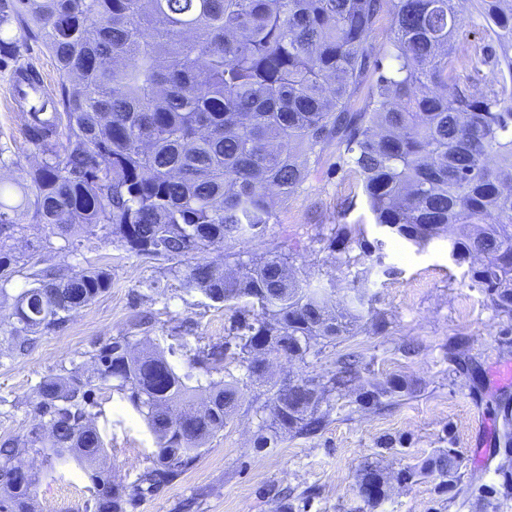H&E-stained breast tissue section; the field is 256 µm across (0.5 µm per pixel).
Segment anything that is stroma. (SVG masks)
<instances>
[{"label":"stroma","mask_w":512,"mask_h":512,"mask_svg":"<svg viewBox=\"0 0 512 512\" xmlns=\"http://www.w3.org/2000/svg\"><path fill=\"white\" fill-rule=\"evenodd\" d=\"M12 63L0 65V156L7 162L0 181L17 187L35 165L22 113L4 105ZM352 228L345 249L322 243L333 226ZM12 245L18 256L35 255L42 266L79 272L107 269L111 287L72 316L57 332L38 335L22 357L8 350V317L15 297L28 283L15 275L0 297V437H23L35 426L27 402L43 377L89 363L99 344L133 335L132 318L153 316L150 337L161 347L178 337L188 342L223 341L231 313L203 295L184 294L180 278L185 262L160 261L126 251L100 234L79 232L71 240L51 235L42 224L30 225ZM260 261L285 254L300 279L326 288L331 305L348 303L354 289H365L362 317L354 333L324 347L305 361H271L265 377L248 379L238 360L226 358L224 369L239 381L243 394L223 431L206 445L201 457L172 485L146 498L137 512H512V499L488 504L452 500L433 475L400 481L401 471L418 467L439 449L454 447L460 473L495 481L496 460L479 463L486 433L482 418L512 405V385L492 387L490 373L512 362V317L497 313L481 289L473 286L467 266L454 264L447 241L419 248L390 236L375 224L348 166L325 152L317 171L286 202L277 204L270 223L258 236L218 244L205 260L225 254ZM159 281L147 292L145 285ZM411 343L413 356L398 345ZM362 350L365 387L403 376L418 384L413 395L392 407L362 409L354 395L336 397L330 422L313 437L289 436L274 448H259L255 439L271 413L269 388L286 379L320 378L334 371L338 356ZM98 400L108 425L104 432L108 467L116 481L133 482L153 460L156 443L142 415L108 388ZM378 466L385 498L362 506L357 482L362 465ZM92 482L79 468L64 477L44 478L37 490L39 512H85Z\"/></svg>","instance_id":"stroma-1"}]
</instances>
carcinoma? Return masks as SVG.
<instances>
[{"mask_svg":"<svg viewBox=\"0 0 512 512\" xmlns=\"http://www.w3.org/2000/svg\"><path fill=\"white\" fill-rule=\"evenodd\" d=\"M390 17L394 65L383 68L371 37ZM482 37L471 41L466 28ZM17 26L42 40L63 81L47 112L25 113V135L41 161L20 202L0 180V294L23 273L15 299L10 352L33 336L63 328L111 287L92 269L64 275L26 266L8 241L22 219L66 240L83 224L127 251L193 258L217 243L257 235L284 200L336 146L358 176L376 224L415 246L448 241L450 258L468 265L491 307L512 315V0H0V61L15 57ZM485 67L492 81L461 80L458 68ZM369 83L364 105L357 94ZM333 227L327 248L351 239ZM182 290L214 303L258 306L235 320L224 342L195 350L180 373L150 337L117 336L79 369L41 380L29 401L38 419L23 438H0V512H35L42 473L75 463L90 473L92 512H135L188 470L224 430L242 393L215 379L233 350L246 376L282 351L305 361L352 333L358 315L333 312L324 289L304 285L286 258L258 263L197 260ZM361 354L349 352L315 384V399L272 388V420L262 446L312 435L327 424L335 394L357 392L361 407L382 408L411 394L402 377L361 388ZM113 385L144 416L157 450L152 465L124 484L99 467L105 454L96 391ZM498 483L465 479L455 451L427 459L453 498L512 497V414L503 410ZM358 496H384L374 465Z\"/></svg>","mask_w":512,"mask_h":512,"instance_id":"cac0c4a2","label":"carcinoma"}]
</instances>
